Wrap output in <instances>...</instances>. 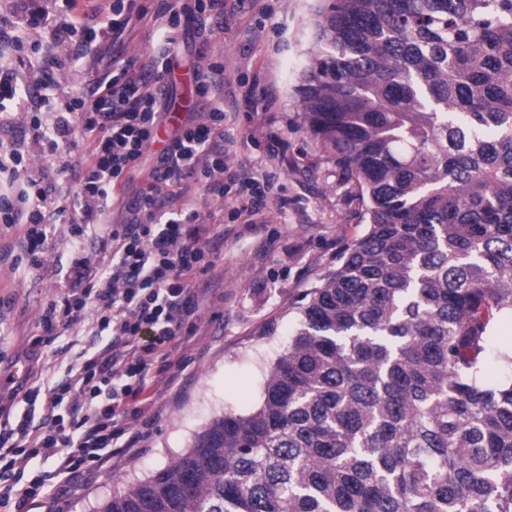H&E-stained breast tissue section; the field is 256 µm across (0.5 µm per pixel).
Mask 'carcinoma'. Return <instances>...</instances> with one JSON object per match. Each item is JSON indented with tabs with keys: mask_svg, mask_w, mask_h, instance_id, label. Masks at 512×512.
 Returning a JSON list of instances; mask_svg holds the SVG:
<instances>
[{
	"mask_svg": "<svg viewBox=\"0 0 512 512\" xmlns=\"http://www.w3.org/2000/svg\"><path fill=\"white\" fill-rule=\"evenodd\" d=\"M314 26L299 112L367 228L259 407L98 512H512V0H330Z\"/></svg>",
	"mask_w": 512,
	"mask_h": 512,
	"instance_id": "carcinoma-1",
	"label": "carcinoma"
}]
</instances>
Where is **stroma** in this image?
Here are the masks:
<instances>
[{
  "mask_svg": "<svg viewBox=\"0 0 512 512\" xmlns=\"http://www.w3.org/2000/svg\"><path fill=\"white\" fill-rule=\"evenodd\" d=\"M317 0H253L224 25L189 18L176 35L172 64L187 72L207 60L226 63L224 85L236 96L234 127L250 128L238 144L235 168L265 175L273 198L261 224L224 223V240L213 270L197 278L213 284L202 320L172 347L177 363L173 388H158L142 452L121 467L76 484L69 512H97L116 490L146 479L193 444L196 434L231 410L246 414L263 396L271 365L294 332V309L304 291L336 264L337 252L361 236L364 207L355 188L326 160L302 125L295 89L316 50ZM49 67L70 93H81L83 71L110 70L112 57L88 47L83 57L58 52ZM23 225H0V376L17 373L40 311L56 299L75 251L63 234L50 243L52 272L39 274L9 253ZM107 336L81 327L51 337L41 350L42 380L53 384L82 350L106 347Z\"/></svg>",
  "mask_w": 512,
  "mask_h": 512,
  "instance_id": "35a3bbf8",
  "label": "stroma"
}]
</instances>
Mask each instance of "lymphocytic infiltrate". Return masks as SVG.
Masks as SVG:
<instances>
[{
	"mask_svg": "<svg viewBox=\"0 0 512 512\" xmlns=\"http://www.w3.org/2000/svg\"><path fill=\"white\" fill-rule=\"evenodd\" d=\"M15 2L16 17L0 15V224L25 225L20 251L31 270L43 272L55 215L68 213V238L79 244L92 228L110 224L114 203L128 214L101 237L102 256L75 250L67 288L38 318L47 332L91 319L96 333L110 336L108 347L78 354L50 386L41 384L37 364L27 365L13 392L42 415L0 419V512H35L44 489L62 498L67 480L112 466L114 440L124 456L140 452L141 435H126L125 423L139 416L155 388L172 383L165 344L196 320L208 291L194 281L214 268L212 244L224 236L213 213L198 208L193 189L211 203L229 200L232 220L253 224L267 212L272 184L230 167L237 143L252 133L225 126L234 98L224 91L225 65L218 61L195 72L198 94L212 98L208 111L184 120L161 151L151 150L168 119L163 79L186 14L182 0H164L152 16L135 0H112L100 21L70 16L76 0ZM57 3L64 11L50 36H42ZM149 18L165 42L153 61L116 50L111 70L91 74L85 94L50 93L44 69L76 33L102 45ZM18 127L25 132L20 139L13 135ZM151 152L156 160L145 186L127 195L130 174ZM48 167L78 181L74 205L45 175ZM36 456L54 459L56 467L25 479Z\"/></svg>",
	"mask_w": 512,
	"mask_h": 512,
	"instance_id": "1",
	"label": "lymphocytic infiltrate"
}]
</instances>
